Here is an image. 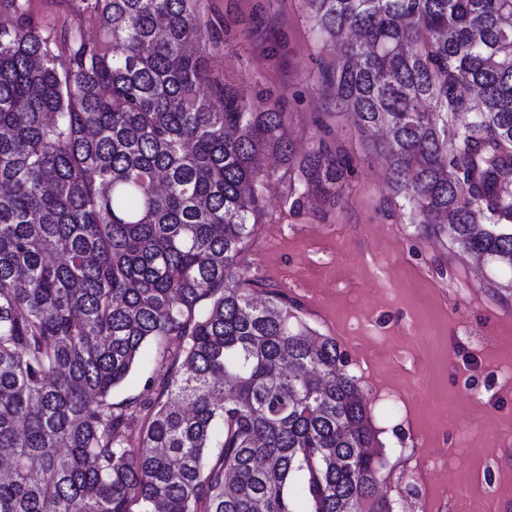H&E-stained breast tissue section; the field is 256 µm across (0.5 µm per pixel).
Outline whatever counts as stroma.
I'll return each instance as SVG.
<instances>
[{
  "instance_id": "1",
  "label": "stroma",
  "mask_w": 512,
  "mask_h": 512,
  "mask_svg": "<svg viewBox=\"0 0 512 512\" xmlns=\"http://www.w3.org/2000/svg\"><path fill=\"white\" fill-rule=\"evenodd\" d=\"M227 29L212 76L284 100L299 150L321 129L353 159L336 206L290 210L280 184L240 265L300 305L349 358L385 449L380 489L398 512H512V273L476 269L412 223L388 158L337 110L322 73L335 47L308 0H202Z\"/></svg>"
}]
</instances>
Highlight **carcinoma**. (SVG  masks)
<instances>
[{"label":"carcinoma","instance_id":"obj_1","mask_svg":"<svg viewBox=\"0 0 512 512\" xmlns=\"http://www.w3.org/2000/svg\"><path fill=\"white\" fill-rule=\"evenodd\" d=\"M29 2L0 0V512H393L346 354L239 268L280 169L333 206L351 157L212 76L201 0H64L94 38ZM310 5L419 229L512 270V0ZM148 343L166 378L112 403ZM29 4L33 21L41 26L60 27L64 23L75 28L81 27L87 37L97 34L92 21L63 10L55 0H30Z\"/></svg>","mask_w":512,"mask_h":512}]
</instances>
